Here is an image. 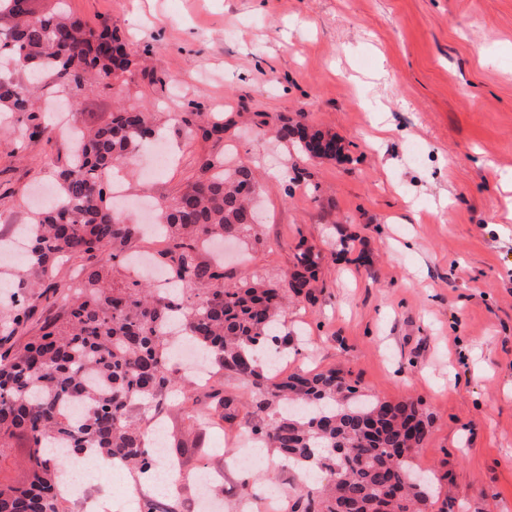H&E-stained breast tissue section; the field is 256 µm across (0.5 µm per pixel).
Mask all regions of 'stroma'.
<instances>
[{
  "mask_svg": "<svg viewBox=\"0 0 512 512\" xmlns=\"http://www.w3.org/2000/svg\"><path fill=\"white\" fill-rule=\"evenodd\" d=\"M67 3L137 61L123 84L88 76L76 124L120 102L147 110L167 148L161 168L140 150L127 196L178 195L212 153L250 168L262 222L229 242L225 283H281L302 241L322 255L311 296L282 315L283 369L336 368L380 399L421 401L431 424L415 461L442 477L450 512H512V0ZM186 112L223 113V142ZM300 113L342 140V158L305 161L273 135ZM58 118L31 140L25 117L0 112V240L29 223L71 149ZM161 409L171 453L223 475L215 512H237L233 438L258 415L242 407L203 431L176 396ZM252 474V512H284L295 472L266 452Z\"/></svg>",
  "mask_w": 512,
  "mask_h": 512,
  "instance_id": "35a3bbf8",
  "label": "stroma"
}]
</instances>
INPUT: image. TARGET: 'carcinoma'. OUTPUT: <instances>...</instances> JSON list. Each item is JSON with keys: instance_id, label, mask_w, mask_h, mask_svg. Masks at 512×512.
<instances>
[{"instance_id": "cac0c4a2", "label": "carcinoma", "mask_w": 512, "mask_h": 512, "mask_svg": "<svg viewBox=\"0 0 512 512\" xmlns=\"http://www.w3.org/2000/svg\"><path fill=\"white\" fill-rule=\"evenodd\" d=\"M35 0H0V58L27 75L24 83L0 75V112L27 115L29 137L47 132L39 122L37 84L52 77L81 92L95 70L105 83L123 81L133 65L121 40L74 17L65 3L37 14ZM199 118L206 141L224 140V116ZM153 130L147 113L120 108L109 121L80 129L66 165L57 172L55 201L33 213L23 256L43 279L38 297L74 295L63 321L46 319L40 333L16 344V335L37 312L33 296H11L10 323L0 332V512H66L60 492L66 456H99L146 473L156 459L133 410L159 408L176 390L171 352L180 334L210 353L218 366L238 375L251 394L254 412L266 414L247 433L295 469L302 481L321 472L331 484L300 489L289 512H448L439 479L420 476L413 460L429 437L428 422L412 400L382 401L336 369L283 374L258 351L288 343L279 314L288 294H311L319 253L308 246L296 255L297 269L283 286L259 281L224 287V264L198 261L201 245L216 238L241 239L254 230L246 222L248 196L257 193L252 171L229 167L224 155L203 159L198 175L177 196L157 204L156 218L168 246L158 262L171 280L202 286L187 305L172 306L137 281L112 286L109 270L140 225L117 211L110 175L138 152ZM278 138L305 159L336 160L344 145L336 136L301 122L283 123ZM65 257L86 261L75 288L56 279ZM196 419L212 426L234 418L235 399L214 387ZM27 438L22 480L7 474L15 464L11 442Z\"/></svg>"}]
</instances>
